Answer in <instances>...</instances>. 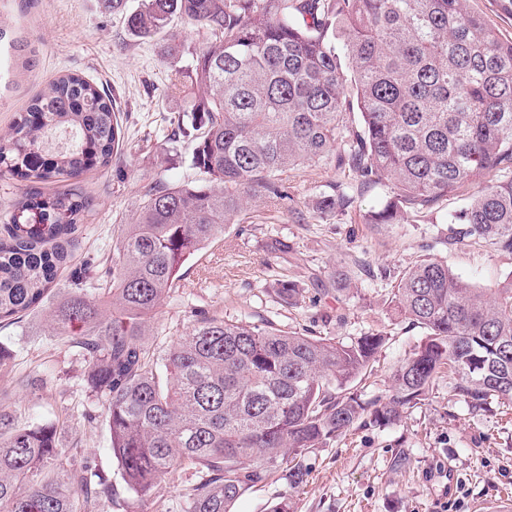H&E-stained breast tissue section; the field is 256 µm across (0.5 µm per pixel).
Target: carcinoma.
I'll return each instance as SVG.
<instances>
[{"label":"carcinoma","mask_w":512,"mask_h":512,"mask_svg":"<svg viewBox=\"0 0 512 512\" xmlns=\"http://www.w3.org/2000/svg\"><path fill=\"white\" fill-rule=\"evenodd\" d=\"M175 17L202 31L199 48L186 51L170 33ZM127 27L162 37L167 60L192 56L170 80L194 91L171 137L191 145L194 178L145 184L112 252L68 269L88 198L36 184L111 164L122 124L105 90L76 74L55 79L0 149V168L32 183L0 224V324L21 327L40 311L87 361L131 497L150 501L188 468L197 480L187 512H235L285 456L296 460L297 487L306 476L298 457L362 423L399 421L444 372L475 408L512 403V279L480 287L437 259L397 279L395 310L426 336L393 367L386 395L367 403L352 387L373 372L378 331L344 343L216 311L196 314L162 358L146 342L183 264L244 223L252 204L284 206L288 172L330 160L365 183L386 181L389 198L367 223L405 224L409 209L512 158V41L463 0H142ZM353 204L333 188L312 209ZM457 220L512 253V176L478 191ZM274 293L290 307L300 289L284 277ZM66 425L26 421L0 402V512H92L117 497L78 438L59 442Z\"/></svg>","instance_id":"1"}]
</instances>
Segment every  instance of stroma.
I'll return each instance as SVG.
<instances>
[{"label": "stroma", "instance_id": "35a3bbf8", "mask_svg": "<svg viewBox=\"0 0 512 512\" xmlns=\"http://www.w3.org/2000/svg\"><path fill=\"white\" fill-rule=\"evenodd\" d=\"M125 12L104 10L101 0H0L20 50L0 49V135H10L31 97L54 77L71 72L109 89L123 114L124 140L110 168H93L76 182L44 184L47 193L77 185L90 200L73 249L75 264L110 252L119 225L130 222L142 186L154 179L179 181L188 174L190 150L171 142L170 122L186 111L190 94L170 86L171 64L161 39L133 36L126 11L140 0H125ZM490 170L418 210L407 224H370L369 213L389 197L387 183H363L334 165L289 172V192L303 213L257 204L246 223L234 224L189 258L178 288L152 319L148 338L157 353L191 332L194 314L218 311L229 319H266L285 331L348 342L379 330L385 336L374 373L354 387L361 399L385 392L393 366L425 335L397 315L391 290L399 275L425 258L448 263L457 274L488 286L512 274V254L467 236L448 221L484 185L501 180ZM340 185L354 195L350 209L331 215L313 212L320 193ZM287 252L271 256L274 241ZM301 288L297 305L281 306L274 294L276 274ZM0 341L13 353L0 366V394L24 420L40 422L68 413L79 428L80 446L109 477L118 466L103 424H87L84 358L59 336L47 335L42 314L21 327L0 328ZM39 378L32 390L13 387L15 375ZM305 482L291 487L287 469L275 481L248 489L236 512H269L282 496L294 512H491L512 500V406L474 410L454 396L440 377L425 401L389 425L370 424L348 432L304 458ZM193 471L162 482L143 512H184Z\"/></svg>", "mask_w": 512, "mask_h": 512}]
</instances>
